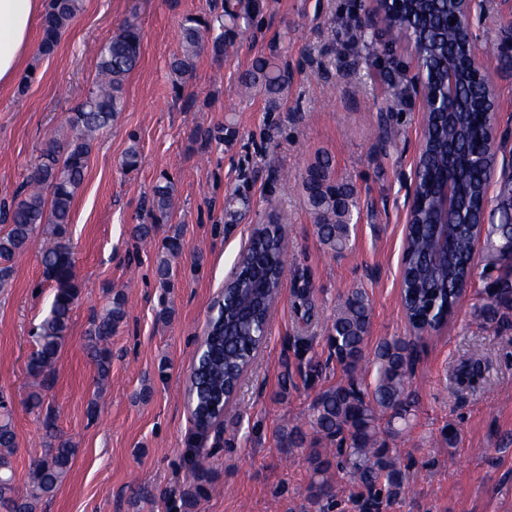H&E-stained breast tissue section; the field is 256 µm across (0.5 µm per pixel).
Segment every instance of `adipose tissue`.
Returning <instances> with one entry per match:
<instances>
[{
  "label": "adipose tissue",
  "mask_w": 512,
  "mask_h": 512,
  "mask_svg": "<svg viewBox=\"0 0 512 512\" xmlns=\"http://www.w3.org/2000/svg\"><path fill=\"white\" fill-rule=\"evenodd\" d=\"M42 0H0V86L13 84L31 44V24Z\"/></svg>",
  "instance_id": "obj_1"
}]
</instances>
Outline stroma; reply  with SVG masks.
Wrapping results in <instances>:
<instances>
[{"label": "stroma", "instance_id": "1", "mask_svg": "<svg viewBox=\"0 0 512 512\" xmlns=\"http://www.w3.org/2000/svg\"><path fill=\"white\" fill-rule=\"evenodd\" d=\"M252 0H83L53 54L40 55L33 29L27 69L0 87V204L10 203L31 174L44 143L66 137L67 112L98 76V50L132 22L143 33L142 57L124 83V107L95 140L85 179L72 204L65 239L39 227L0 290V394L12 412L18 486H26L42 454V431L27 407L37 388L26 364L36 326L55 285L44 280L41 254L65 242L75 254L80 288L69 336L41 391L58 431L77 448L72 468L38 512H512V320L482 324L488 275L476 274L453 317L418 342L411 426L388 440L408 481L392 504L373 506L349 471L331 469L332 498H308L310 447L287 448L284 428L311 414L317 395L343 372L328 347V324L355 288L371 303L366 359L357 378L374 385L378 343L407 338L411 328L399 288L405 239L404 201L421 140L417 62L407 35L376 29L351 45L349 25L371 0H262L237 49L205 50L192 71L176 76L182 22L216 24L244 14ZM472 20L481 61L496 86V176L487 222H498L499 187L512 180V68L485 53L487 40L512 35L499 0H482ZM288 66L290 84L277 110L262 94L243 98L238 77L258 57ZM387 125L390 139L379 138ZM137 144L136 169L122 165ZM332 157L355 187L359 216L351 247L334 255L319 241L302 181L316 155ZM174 183L176 208L154 238L133 235L160 176ZM284 215L290 259L264 345L222 420L199 430L186 388L210 309L251 232L270 214ZM180 234L172 261L175 286L155 277L162 239ZM123 290L127 316L112 335V370L104 388L84 350L85 331ZM170 307L172 317L157 313ZM487 370L475 388L454 393L449 375L461 356ZM166 374H158L160 361ZM99 415L90 419V403ZM455 431V445L444 439ZM210 456L213 491L184 506L190 460Z\"/></svg>", "mask_w": 512, "mask_h": 512}]
</instances>
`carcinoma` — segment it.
Masks as SVG:
<instances>
[{
  "label": "carcinoma",
  "instance_id": "obj_1",
  "mask_svg": "<svg viewBox=\"0 0 512 512\" xmlns=\"http://www.w3.org/2000/svg\"><path fill=\"white\" fill-rule=\"evenodd\" d=\"M82 0H52L42 18L39 51L51 54L61 33L80 11ZM384 28L396 29L423 41L424 60L429 65L433 89L443 90L448 77V57L460 52V35L447 26L442 13L428 10L423 0H414L408 13L387 20ZM206 45L199 25L188 18L183 25L182 56L172 62V70L187 74L193 60ZM142 34L133 23L125 25L100 49L98 75L82 104L67 118L70 136L61 141L50 138L32 171L28 189L17 196L0 214V288L6 287L13 274V263L28 246L35 230L52 225L64 237L70 224L74 196L83 183L93 141L114 120L123 106V85L141 56ZM286 68L273 58L257 59L251 70L240 77L244 94L261 92L270 109L278 107L288 89ZM460 94L473 101L483 93L480 85L463 73ZM483 133L472 117L453 113L441 115L424 132L420 204L414 214L412 229L406 238L401 300L416 338L427 324L443 318L453 303L455 289L468 284L474 276L469 263L477 239L484 238L486 266L498 270L487 288L488 301L475 311L483 323L498 321L512 312V224H451L448 228V256H437V239L432 224L434 195L444 175L452 176L461 206L459 218L465 219L478 210L482 200L484 178L477 166L475 148ZM307 202L321 243L336 255L348 250L352 219L358 207L354 188L335 175L327 155L315 158L303 183ZM174 185L170 181L155 185L148 204V215H166L173 208ZM164 255L157 261V275L163 284L172 276L169 257L181 250L180 238L169 237ZM288 251V239L273 228L255 231L246 251L238 258L239 271L226 290L223 312L208 324L203 338V363L197 366L190 387L194 390L192 408L198 428L211 425L224 410V388L232 383L247 364L252 350L263 343L268 324L265 310L278 299ZM45 280L55 284L48 313L35 332L36 348L31 354L29 372L41 379L44 387L52 384L54 366L68 334L71 314L79 299L75 279V259L68 246L59 244L46 250L41 258ZM126 316L125 299L114 294L101 312L95 314L86 331L85 349L97 369L98 380L105 381L112 367L109 340ZM370 304L367 294L354 289L336 309L328 327V343L344 380L319 393L312 405L309 424L297 423L285 430L281 442L286 448L302 447L313 432L337 448H313L309 456L312 472L308 488L316 501L333 494L328 477L331 466L352 472L375 497L387 492L391 501L403 489V477L395 457L386 446V437L396 433L395 423L407 421L414 408L410 389L414 342L392 339L381 342L374 351L376 379L373 389L364 390L355 373L365 358L369 329ZM480 373V362L472 357L458 360L453 372L454 383L471 386ZM29 406L37 411L43 430V452L34 463L26 491L14 483L13 455L16 433L10 412L0 400V509L4 512H36L39 504L52 496L67 477L77 448L61 438L56 429L52 408H43L42 397L33 393ZM192 489L186 498L193 500L205 492L209 481L207 461L194 460Z\"/></svg>",
  "mask_w": 512,
  "mask_h": 512
}]
</instances>
